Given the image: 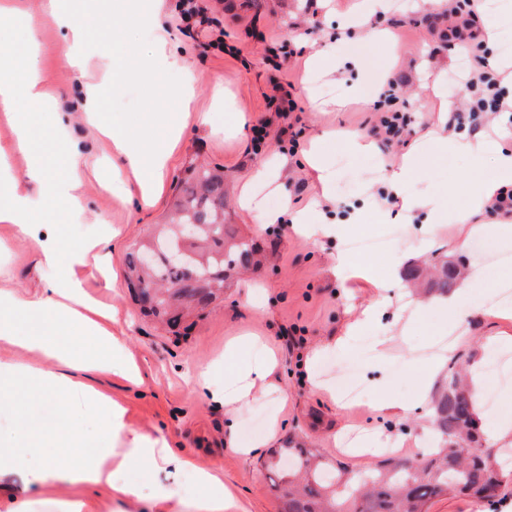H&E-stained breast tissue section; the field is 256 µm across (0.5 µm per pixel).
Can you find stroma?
Segmentation results:
<instances>
[{"mask_svg":"<svg viewBox=\"0 0 512 512\" xmlns=\"http://www.w3.org/2000/svg\"><path fill=\"white\" fill-rule=\"evenodd\" d=\"M206 16L219 21L224 47L209 46L198 34L182 32L178 0H158L162 34L136 24L128 25L129 44L144 64L141 76L114 77L113 53L100 51L112 32L110 17L87 31L89 48L81 70L64 66L59 56L64 46L61 32L40 13H14L0 17V47L21 52V38L35 28L41 55V86L54 105L71 110L79 90L107 83L101 110L134 122L150 112H182L186 118L164 173L163 184L152 205H142L135 196V181L124 171L108 139L87 137L82 123L74 134L82 138L90 159L112 163L121 174L111 188L87 178L88 210L82 223L72 225L71 243H80L96 230L97 219L119 228L112 245L110 268L115 290H108L101 274L88 269L85 291L114 306L117 315L112 332L120 337L131 358L140 366L141 385L120 375H99L98 384L126 411L130 429L165 437L171 447L182 448L202 464L224 474V485L235 496L242 512H281V504L269 487L263 456L248 457L240 449L259 439L269 448L283 447L288 438L319 449L330 459L346 462L353 471H363L373 461L353 452L349 435L380 436L399 459L417 458L423 438L431 431L425 408H417L405 422L396 423L378 411L373 397L407 400L418 382L407 368V356L421 364H448L452 357L472 356L485 364L488 345L512 347V322L500 319L499 305L490 297L492 288L476 289L472 303L462 307L456 320L446 312L432 311L424 320L408 325L402 296L409 284V267L422 265L432 252L456 259V239L463 235L454 214L463 205L458 181L464 177L492 179L495 158L473 159L458 153L441 159L429 141L441 128L439 111L450 92L448 75L461 72V57L448 41L447 10H430L423 0H195ZM389 34L388 40L371 38L372 30ZM166 43L192 67L195 93L190 107H183L172 92L179 73H155L159 43ZM335 46L336 58L320 59L319 53ZM398 79L399 95L412 115L400 141H385L372 129L382 118L374 104L389 79ZM291 84L294 112L281 116L273 99L277 87ZM226 96L233 111L243 113L246 133L224 132L226 109L217 101ZM430 111H420L422 99ZM299 133L298 149H291L285 127ZM340 131L373 136L379 153L353 157L346 153L336 134ZM461 139L482 138L512 148V124L477 113L457 129ZM335 172V184L322 186L304 156L313 139ZM415 156L419 169L411 184L448 199L450 216L429 247L419 245V226L424 211L382 198L383 175L398 168L407 156ZM204 161L224 169L228 204L225 221L239 235L256 237L264 249L274 252L270 264L241 276L228 278L224 292L207 309L194 313L185 334L174 335L151 316L141 313L125 280L127 256L156 224L165 223L175 187L189 166ZM267 166L268 179L251 181L252 172ZM250 182L260 200L276 198L289 202L291 211H312L315 220L335 222L351 211H360L363 223L351 225L346 235L313 242L287 221L268 225L255 233L260 214L243 207L239 188ZM385 238L382 251L362 254L361 259L380 273H393L395 285L390 303L377 323L351 337L346 349L298 366V352L312 350L332 336H341L346 324L357 317L374 297L364 283L342 280L334 272L337 252L348 249L358 236ZM399 256L398 269H391L392 256ZM36 244L9 224H0V286L26 292L39 284ZM254 334L275 355L277 389L240 411L233 433L224 430V412L210 404L196 389L194 377L205 367L215 378L224 376V349L229 341ZM389 336L390 354L377 360L376 343ZM288 336L300 338L299 347H286ZM359 369L363 395L346 400L337 382L352 369ZM319 382L321 390L311 389ZM479 409L490 422L507 431L512 443V378H482Z\"/></svg>","mask_w":512,"mask_h":512,"instance_id":"35a3bbf8","label":"stroma"}]
</instances>
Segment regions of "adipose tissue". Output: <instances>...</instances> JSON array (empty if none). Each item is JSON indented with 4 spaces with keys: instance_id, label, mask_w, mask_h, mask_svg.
<instances>
[{
    "instance_id": "adipose-tissue-1",
    "label": "adipose tissue",
    "mask_w": 512,
    "mask_h": 512,
    "mask_svg": "<svg viewBox=\"0 0 512 512\" xmlns=\"http://www.w3.org/2000/svg\"><path fill=\"white\" fill-rule=\"evenodd\" d=\"M54 21L69 30L71 42L65 53L69 66H79L87 46L85 29L101 13L132 16L146 27L161 30L162 24L152 0H50ZM39 58L30 52L24 79L0 75V110L12 117L13 142L0 147V224L18 227L23 234L38 237L41 263L48 272L44 287L30 294L0 289V342L36 354L33 362L0 356V408L17 409L16 427L0 436V475L22 470L21 485L7 488L0 498V512H29L32 503L47 487L62 484L71 495L63 500V512H96L95 490L113 492L135 512H177L170 487L157 484L149 497L120 483L119 474L127 464L151 461L156 471L172 476L182 470L194 471L203 495L190 503V512H230L235 501L224 492V479L201 467L187 455L159 443L150 435L127 427L125 410L97 386L96 375L121 369L125 377L141 383L137 366L127 361L123 342L112 334V309L86 296L82 274L89 260L104 262L116 234L106 221L82 247L67 243L69 225L79 223L86 211L83 152L72 136V115L53 111L38 90ZM102 87L89 86L81 104L88 124L109 138L136 179L142 203H150L159 188L170 159L168 143L178 138L181 124L172 113H156L149 122L125 124L105 122L99 111ZM27 99L30 111L18 109ZM52 127L66 143L62 163L50 167L37 141L44 127ZM431 148L437 156L463 151L474 156L493 153V180L473 181L466 187L467 203L458 213L467 221L466 234L456 243L465 250L470 236L487 233L488 225L469 223L470 213L488 208L499 189L512 187V150L481 140L436 138ZM26 155L28 189L13 181L6 159L7 150ZM53 205L57 229L39 237L44 208ZM335 271L343 278L358 277L374 290V299L361 312L362 323L376 322L388 301L391 280L369 267H355L347 255L336 257ZM237 347L224 354V380L215 382L209 371H201L198 385L214 403L223 405L226 416H234L271 388L269 377L275 369L269 358L251 364L237 362ZM51 403L52 420H45L27 402ZM80 409L96 422L100 435L89 438L76 429L70 412Z\"/></svg>"
}]
</instances>
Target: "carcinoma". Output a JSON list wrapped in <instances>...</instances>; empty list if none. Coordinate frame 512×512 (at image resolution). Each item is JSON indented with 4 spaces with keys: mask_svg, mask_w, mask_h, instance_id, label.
Masks as SVG:
<instances>
[{
    "mask_svg": "<svg viewBox=\"0 0 512 512\" xmlns=\"http://www.w3.org/2000/svg\"><path fill=\"white\" fill-rule=\"evenodd\" d=\"M184 224L197 226L196 278L159 256L151 267L129 255L131 283L142 289L143 309L178 325L192 309H204L224 290L227 273L259 264L255 243L224 233V173L204 167L191 170L179 189L171 223L152 229L141 248L153 242L179 238ZM458 273L448 262L434 263L429 289L446 297L457 287ZM430 422L438 445L410 460L386 458L365 472L354 473L339 460L325 458L316 448L299 444L280 448L264 462L275 475L271 489L281 501L282 512H427L434 499L453 495L500 502L512 493V448H491L465 381L459 360L448 371L434 396Z\"/></svg>",
    "mask_w": 512,
    "mask_h": 512,
    "instance_id": "cac0c4a2",
    "label": "carcinoma"
}]
</instances>
